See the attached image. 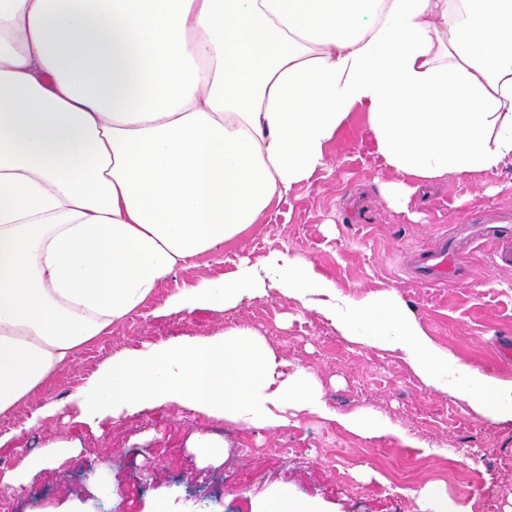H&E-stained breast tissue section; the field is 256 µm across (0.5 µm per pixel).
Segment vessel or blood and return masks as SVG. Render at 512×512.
<instances>
[{"mask_svg": "<svg viewBox=\"0 0 512 512\" xmlns=\"http://www.w3.org/2000/svg\"><path fill=\"white\" fill-rule=\"evenodd\" d=\"M476 246L491 252L497 264H512V212L487 213L444 232L435 244L413 252L406 272L435 287H452L461 277L463 256Z\"/></svg>", "mask_w": 512, "mask_h": 512, "instance_id": "1", "label": "vessel or blood"}]
</instances>
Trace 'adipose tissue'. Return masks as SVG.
Returning <instances> with one entry per match:
<instances>
[{"label":"adipose tissue","instance_id":"adipose-tissue-1","mask_svg":"<svg viewBox=\"0 0 512 512\" xmlns=\"http://www.w3.org/2000/svg\"><path fill=\"white\" fill-rule=\"evenodd\" d=\"M357 110L395 208L421 184L498 173L512 163V0H0V418L323 169ZM272 288L512 423V380L437 345L397 292L354 298L283 252L162 309L226 310ZM283 365L248 327L132 346L24 427L73 406L100 435L173 404L244 429L294 410L393 432L336 413L313 374ZM78 448L48 441L0 482L25 488Z\"/></svg>","mask_w":512,"mask_h":512}]
</instances>
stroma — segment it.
<instances>
[{
	"label": "stroma",
	"instance_id": "obj_1",
	"mask_svg": "<svg viewBox=\"0 0 512 512\" xmlns=\"http://www.w3.org/2000/svg\"><path fill=\"white\" fill-rule=\"evenodd\" d=\"M392 178L363 113H353L331 144L324 169L295 186L261 223L177 269L159 297L88 345L41 388L38 399L66 398L125 346L208 336L237 323L265 336L286 372L313 373L331 409L377 413L396 433L362 437L303 413L276 429L246 430L165 405L129 416L100 437L55 416L25 431L18 444L0 447L1 474L49 439L82 445L60 468L33 475L25 491L0 484L14 512H70L76 506L85 512H156L165 503L173 512H257L282 490L321 501L325 512H421L418 492L429 481L444 483L449 497L469 512H512V424L493 422L466 402L426 388L401 353L353 343L317 311L273 289L224 311L154 313L176 289L279 250L313 262L352 297L396 291L435 343L511 380L512 360L501 350L512 347V267L475 251L467 281L436 288L407 277L403 260L449 225L468 223L489 208L512 210V165L461 186L423 187L404 211L379 193V182ZM198 431L224 437L222 463L202 464L187 448ZM410 439L415 447H407ZM106 487L112 497L103 496Z\"/></svg>",
	"mask_w": 512,
	"mask_h": 512
}]
</instances>
